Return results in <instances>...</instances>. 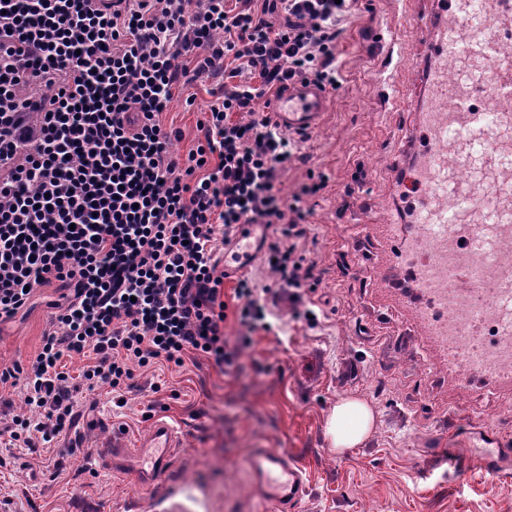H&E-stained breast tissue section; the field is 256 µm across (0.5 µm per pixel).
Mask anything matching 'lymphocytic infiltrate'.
I'll return each instance as SVG.
<instances>
[{
    "instance_id": "obj_1",
    "label": "lymphocytic infiltrate",
    "mask_w": 512,
    "mask_h": 512,
    "mask_svg": "<svg viewBox=\"0 0 512 512\" xmlns=\"http://www.w3.org/2000/svg\"><path fill=\"white\" fill-rule=\"evenodd\" d=\"M357 0H0V323L56 287L31 359L0 363L23 411L0 437L26 448L72 429L77 396L135 390L137 371L232 368L248 337L300 303L315 261L295 240L309 213L276 183L309 138L259 101L290 84L334 87ZM210 80L194 148L171 152L159 116ZM264 224L274 285L240 275L223 300L212 241ZM84 362L71 376L66 360Z\"/></svg>"
}]
</instances>
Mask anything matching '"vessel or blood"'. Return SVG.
I'll list each match as a JSON object with an SVG mask.
<instances>
[{"label":"vessel or blood","instance_id":"obj_1","mask_svg":"<svg viewBox=\"0 0 512 512\" xmlns=\"http://www.w3.org/2000/svg\"><path fill=\"white\" fill-rule=\"evenodd\" d=\"M478 7L489 20L490 36L464 34L469 11L465 0H457L427 40L431 65L423 73L421 93L429 138L401 183L404 197L422 202L412 237L430 243L414 268L418 288L436 308L434 314L422 316L428 341L463 388L471 375L488 371L497 372L502 386L512 385L500 343L472 342L484 325L512 328V255L500 248L502 240L512 237V137L507 134L512 128V57L503 52L512 44V0H479ZM462 57L490 63L489 78L476 76L466 85L450 81L448 63ZM488 92L498 101V109L476 106V99ZM327 106L325 89L299 83L273 102L271 111L282 128L308 132L319 126ZM474 151L495 172L491 196L448 180L449 158L463 163ZM489 209L498 221L485 231L476 220ZM475 433L484 449L472 459V466L500 479L512 477V449L507 448L504 433L481 427ZM175 445L174 430L160 422L138 447L113 441L109 457L113 467L132 469L139 479L149 481L162 473ZM249 468L267 512H295L306 492L305 475L297 463L259 448Z\"/></svg>","mask_w":512,"mask_h":512}]
</instances>
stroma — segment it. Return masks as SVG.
<instances>
[{
    "label": "stroma",
    "instance_id": "1",
    "mask_svg": "<svg viewBox=\"0 0 512 512\" xmlns=\"http://www.w3.org/2000/svg\"><path fill=\"white\" fill-rule=\"evenodd\" d=\"M430 10L428 0H358L339 45L342 84L330 91L302 159L276 184L290 200L310 174L327 179L302 202L320 277L303 299L323 309L320 326L309 327L287 303L279 310L287 332H254L231 372L205 363L158 367L138 376L139 390L126 393L120 408L108 386L83 394L84 423L51 447L0 443V512H164L175 481L193 497L191 512H265L250 489L254 448L284 452L302 467L307 487L296 512H512V479L484 477L463 455L450 462L436 454L450 414L512 427V390L488 380L458 397L453 374L434 362L414 303L395 287L399 274L382 277L394 250L384 227L403 207L392 155L420 131L419 23ZM211 87L207 80L186 86L162 113L164 126L182 132L175 152L195 143ZM53 297L41 290L30 314L0 324V362L35 355ZM153 398L163 408L149 421L142 413ZM343 398L367 402L375 427L339 453L324 423ZM157 420L179 437L166 473L143 484L112 470L104 450L113 430L131 448ZM58 464L64 472L56 479Z\"/></svg>",
    "mask_w": 512,
    "mask_h": 512
}]
</instances>
